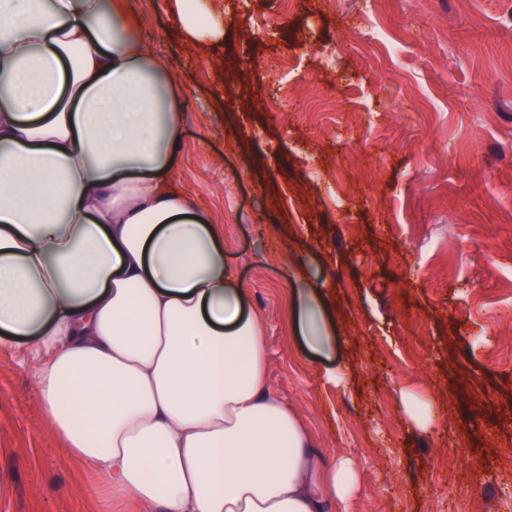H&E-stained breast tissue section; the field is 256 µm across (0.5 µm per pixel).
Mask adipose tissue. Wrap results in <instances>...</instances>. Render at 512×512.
I'll return each instance as SVG.
<instances>
[{"instance_id": "obj_1", "label": "adipose tissue", "mask_w": 512, "mask_h": 512, "mask_svg": "<svg viewBox=\"0 0 512 512\" xmlns=\"http://www.w3.org/2000/svg\"><path fill=\"white\" fill-rule=\"evenodd\" d=\"M183 123L132 0H0V339L69 453L163 512H336L266 386L250 294L172 179Z\"/></svg>"}]
</instances>
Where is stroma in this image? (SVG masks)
<instances>
[{
  "label": "stroma",
  "instance_id": "35a3bbf8",
  "mask_svg": "<svg viewBox=\"0 0 512 512\" xmlns=\"http://www.w3.org/2000/svg\"><path fill=\"white\" fill-rule=\"evenodd\" d=\"M194 3L222 39L136 2L184 93L174 179L249 290L270 388L351 462L344 512H512V0ZM0 512H162L67 454L6 348ZM298 329L305 342L317 352L328 350V341L312 306L305 300L297 310Z\"/></svg>",
  "mask_w": 512,
  "mask_h": 512
}]
</instances>
